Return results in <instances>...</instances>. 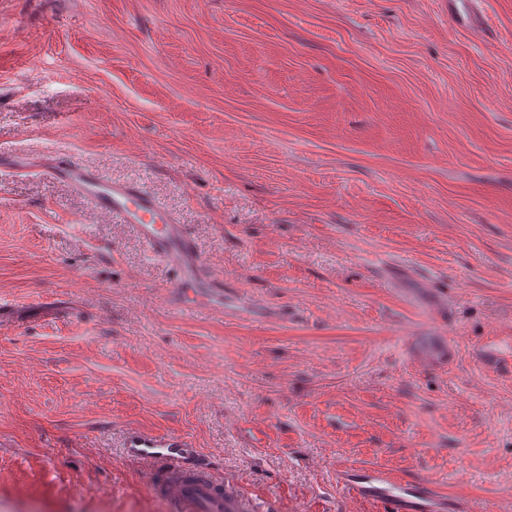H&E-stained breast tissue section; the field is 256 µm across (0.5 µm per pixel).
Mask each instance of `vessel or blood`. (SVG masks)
<instances>
[{"label": "vessel or blood", "mask_w": 512, "mask_h": 512, "mask_svg": "<svg viewBox=\"0 0 512 512\" xmlns=\"http://www.w3.org/2000/svg\"><path fill=\"white\" fill-rule=\"evenodd\" d=\"M24 167L67 183L93 207L131 226L151 254L168 268L171 306H223L224 286L206 277L204 260L188 227L178 223L139 184L105 179L63 155L30 159ZM188 446L181 437L133 432L126 438L125 453L130 458L159 463L154 485L171 512H259L251 497L229 489L223 478L217 477L208 460L187 462L184 452ZM341 483L360 498L380 505L381 512H436L439 501L445 512H493L486 503L467 506L453 499L440 500L426 483H405L382 469L349 467Z\"/></svg>", "instance_id": "vessel-or-blood-1"}]
</instances>
